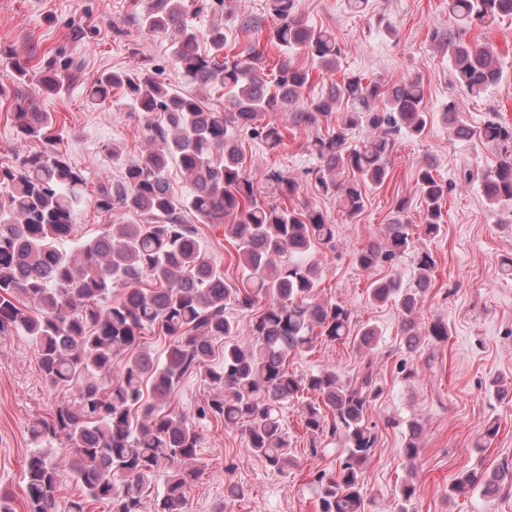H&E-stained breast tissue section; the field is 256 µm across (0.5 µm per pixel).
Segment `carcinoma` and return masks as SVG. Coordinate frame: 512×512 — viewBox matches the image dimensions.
I'll return each instance as SVG.
<instances>
[{
	"label": "carcinoma",
	"mask_w": 512,
	"mask_h": 512,
	"mask_svg": "<svg viewBox=\"0 0 512 512\" xmlns=\"http://www.w3.org/2000/svg\"><path fill=\"white\" fill-rule=\"evenodd\" d=\"M271 6L278 19L271 42L288 51L304 48L321 70H336L342 48L329 31L303 23L294 0H271ZM448 15L453 25L446 48L456 82L470 96H483L500 83L503 70L493 47L471 44L465 35L512 18V0H448ZM139 25L150 34L171 35L178 71L194 84L224 88L225 102L219 112L149 76L120 71L93 87L97 101L120 88L138 111L163 116L162 123L148 128L157 148L125 165L119 179L105 177L98 184L101 211L124 208L142 216L141 223L112 224L77 243L75 253L61 250L60 242L75 231L74 215L88 177L52 145L53 114L21 95L15 100L21 139H37L45 148L0 165V333L27 336L37 347L46 380L54 387H76L72 398L56 403L51 420L31 430L37 446L63 437V451L53 458L40 449L30 454L26 512H58L64 473L88 498L109 502L110 512H143L144 495L157 480L161 488L154 512H186L188 489L200 476L191 465L200 441L192 419L220 420L226 429L244 431L252 452L283 471L297 465L282 423V409L291 403L300 406L310 454L331 459L329 467L311 472L316 512H365L364 464L377 443L367 411L381 393L372 361L348 379L330 369L290 372L286 362L292 354L310 351L319 338L351 339L370 351L378 330L369 324L356 327L347 305L315 297L321 277L316 250L335 246V225L313 207L297 211L258 204L234 130L245 127L274 149L283 143V133L259 123L263 112L278 108L289 113L293 126L307 129L326 121V132L308 142L319 161L316 186L338 196L353 218L364 208L366 189L385 185L398 136L419 137L432 122L424 82L416 76L387 86L352 73L303 103L308 70L286 58L270 68L255 47L225 53L229 35L224 28L215 24L198 32L186 18L184 0H148ZM202 38L210 44L207 52L200 49ZM31 77L29 61L11 63L10 83ZM7 83L0 81V95ZM442 118L456 126L457 137L502 148L495 169L479 174L465 166L459 179L480 182L491 207L512 204V123L491 112L476 131L459 126L452 102ZM354 131L364 137L352 147L348 140ZM173 163L191 181L182 202L171 195L166 180ZM266 179L280 196L297 193L298 183L291 178L271 172ZM416 183L423 234L434 239L447 223L443 205L451 185L436 179L429 165L419 169ZM410 203L408 197L398 199L383 237L356 253L361 269L391 266L409 250ZM186 212L224 225V234L236 242L246 285L224 280V271L186 223ZM434 267L433 257L424 252L417 258L414 285L405 287L389 274L367 288L373 303L397 306L410 349L421 336L448 341V323L417 319ZM261 301L251 323V347L226 345L220 362L213 364L216 342L236 335L227 309L250 310ZM148 330L169 338L161 362L140 348ZM118 354L125 362L115 374ZM191 376L213 385V395L190 415L167 411L171 392ZM420 434V427L412 425L401 448L408 463L419 456ZM511 489L512 459L505 458L489 473L479 468L459 472L448 492L459 497L478 491L494 499ZM417 494L414 482H404L399 512H409Z\"/></svg>",
	"instance_id": "obj_1"
}]
</instances>
